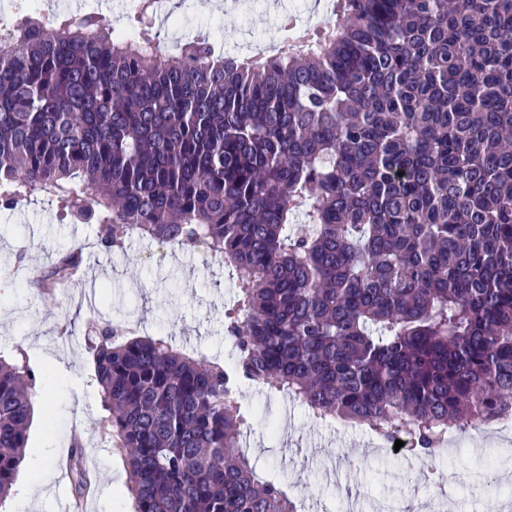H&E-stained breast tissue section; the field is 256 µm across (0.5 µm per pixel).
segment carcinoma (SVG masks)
<instances>
[{"mask_svg":"<svg viewBox=\"0 0 512 512\" xmlns=\"http://www.w3.org/2000/svg\"><path fill=\"white\" fill-rule=\"evenodd\" d=\"M304 46L175 53L154 0L0 26V209L44 197L231 272L236 366L162 338L92 347L134 512H299L242 452L240 377L317 421L436 444L512 414V0H340ZM81 249L37 274L65 284ZM48 376L0 357V503ZM77 495L91 485L82 452Z\"/></svg>","mask_w":512,"mask_h":512,"instance_id":"cac0c4a2","label":"carcinoma"}]
</instances>
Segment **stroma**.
Instances as JSON below:
<instances>
[{
  "label": "stroma",
  "mask_w": 512,
  "mask_h": 512,
  "mask_svg": "<svg viewBox=\"0 0 512 512\" xmlns=\"http://www.w3.org/2000/svg\"><path fill=\"white\" fill-rule=\"evenodd\" d=\"M286 0H269L253 9L251 0H169L174 16L156 24L166 52L197 32H209L218 47L244 56L270 51ZM81 248L78 278L51 294L31 280L60 254ZM14 279L0 293V356L21 355L51 372L47 396L34 401L28 446L5 512H69L74 500L65 463L74 438L84 444L85 465L93 474L84 498L90 512H132L127 469L102 441L103 409L91 352L89 330L99 320L138 336L161 337L192 356L228 361L233 352L224 335V309L234 286L218 260L202 263L196 253L134 237L122 253L105 251L94 224L61 218L57 203L35 199L0 211V278ZM249 414L244 438L256 472L280 480L304 512H336L343 499L357 501L359 512L392 499L404 512H503L512 499V475L498 460L512 454V441L474 430L461 447L440 457L438 471L456 472L453 485L425 480L407 470L397 454L379 451L362 427L311 419L306 407L286 397H270L247 387Z\"/></svg>",
  "instance_id": "obj_1"
}]
</instances>
